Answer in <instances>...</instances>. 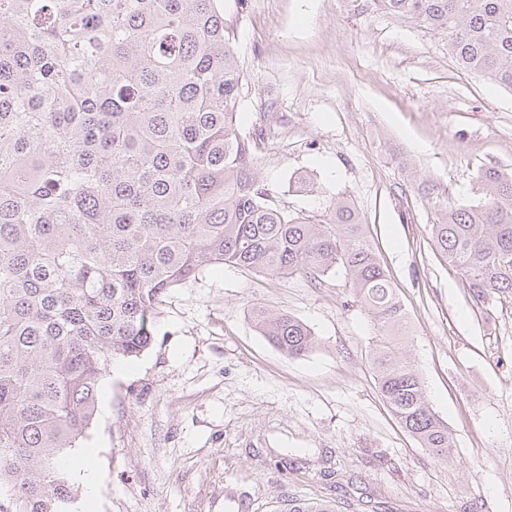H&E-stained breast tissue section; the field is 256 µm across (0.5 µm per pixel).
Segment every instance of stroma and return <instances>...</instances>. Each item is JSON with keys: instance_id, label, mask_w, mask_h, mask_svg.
<instances>
[{"instance_id": "35a3bbf8", "label": "stroma", "mask_w": 512, "mask_h": 512, "mask_svg": "<svg viewBox=\"0 0 512 512\" xmlns=\"http://www.w3.org/2000/svg\"><path fill=\"white\" fill-rule=\"evenodd\" d=\"M243 66L241 131L290 212L352 198L408 315L405 345L451 431L439 461L385 406L376 334L344 272L271 279L208 268L164 298L153 341L108 372L87 437L89 512H512V296L487 304L433 247L447 206L481 200L477 176L512 170V90L460 70L443 35L373 0H221ZM309 175L313 189L295 181ZM285 311L318 345L291 358L253 307Z\"/></svg>"}]
</instances>
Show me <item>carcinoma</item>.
<instances>
[{
    "mask_svg": "<svg viewBox=\"0 0 512 512\" xmlns=\"http://www.w3.org/2000/svg\"><path fill=\"white\" fill-rule=\"evenodd\" d=\"M219 0H0V512H68L65 453L113 361L151 344L165 295L211 266L314 280L341 269L370 312L388 410L430 456L453 437L405 352L406 314L348 197L321 219L269 199L237 106L242 68ZM445 36L457 66L512 89V0H376ZM450 206L435 247L485 302L512 295V171ZM298 358L286 312L252 311ZM288 512H335L291 500Z\"/></svg>",
    "mask_w": 512,
    "mask_h": 512,
    "instance_id": "1",
    "label": "carcinoma"
}]
</instances>
